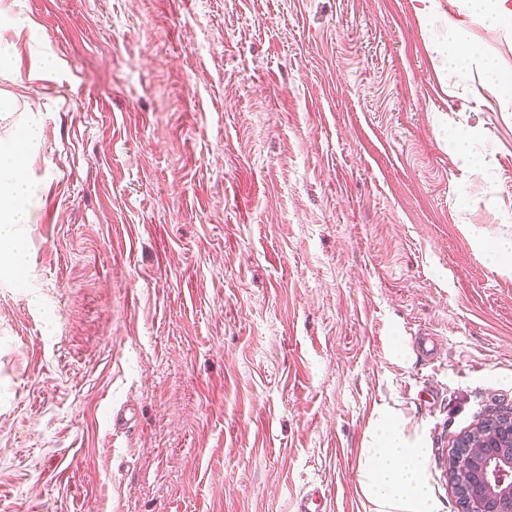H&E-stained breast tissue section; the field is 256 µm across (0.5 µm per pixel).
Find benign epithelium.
<instances>
[{"mask_svg":"<svg viewBox=\"0 0 512 512\" xmlns=\"http://www.w3.org/2000/svg\"><path fill=\"white\" fill-rule=\"evenodd\" d=\"M449 472L461 512H512V416L489 418L459 437Z\"/></svg>","mask_w":512,"mask_h":512,"instance_id":"benign-epithelium-1","label":"benign epithelium"}]
</instances>
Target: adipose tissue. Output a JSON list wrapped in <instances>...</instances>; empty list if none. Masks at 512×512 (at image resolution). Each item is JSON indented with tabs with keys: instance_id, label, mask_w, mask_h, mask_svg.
<instances>
[{
	"instance_id": "adipose-tissue-1",
	"label": "adipose tissue",
	"mask_w": 512,
	"mask_h": 512,
	"mask_svg": "<svg viewBox=\"0 0 512 512\" xmlns=\"http://www.w3.org/2000/svg\"><path fill=\"white\" fill-rule=\"evenodd\" d=\"M460 7L466 23L450 24L447 39L433 45L435 58L443 65L474 61L467 22L487 28H512V0H462ZM39 127V114L25 112L11 145H0V262L16 273L28 264L22 231L30 221L34 189L23 168ZM359 476L375 512H437L438 505L425 478L423 449L390 412H380L374 422L361 451Z\"/></svg>"
}]
</instances>
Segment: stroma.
Listing matches in <instances>:
<instances>
[{"instance_id": "stroma-1", "label": "stroma", "mask_w": 512, "mask_h": 512, "mask_svg": "<svg viewBox=\"0 0 512 512\" xmlns=\"http://www.w3.org/2000/svg\"><path fill=\"white\" fill-rule=\"evenodd\" d=\"M0 0L10 140L39 112L22 274L0 269V512H373L379 410L426 451L512 413V32L437 71L456 0ZM63 61L30 77L32 55ZM468 138L477 170L457 154ZM432 337V360L414 341ZM125 407L129 428L113 430Z\"/></svg>"}]
</instances>
